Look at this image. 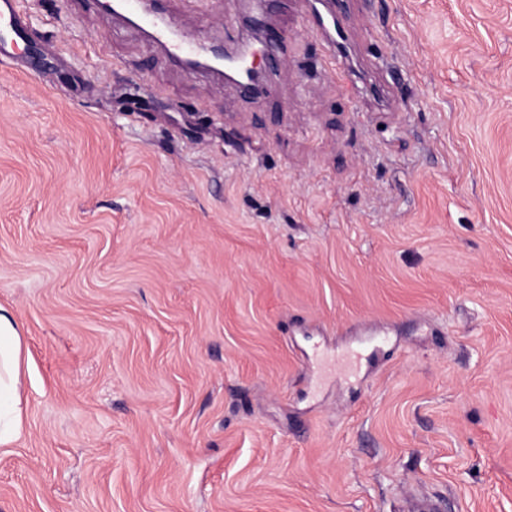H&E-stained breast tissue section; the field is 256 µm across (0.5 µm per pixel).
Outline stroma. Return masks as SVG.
Here are the masks:
<instances>
[{"mask_svg": "<svg viewBox=\"0 0 512 512\" xmlns=\"http://www.w3.org/2000/svg\"><path fill=\"white\" fill-rule=\"evenodd\" d=\"M0 60V512H512V0H350L261 95L82 0ZM256 0H169L255 41ZM22 336L9 311L0 306V447L10 448L26 430L25 396L20 386Z\"/></svg>", "mask_w": 512, "mask_h": 512, "instance_id": "obj_1", "label": "stroma"}]
</instances>
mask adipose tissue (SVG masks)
<instances>
[{
  "label": "adipose tissue",
  "instance_id": "1",
  "mask_svg": "<svg viewBox=\"0 0 512 512\" xmlns=\"http://www.w3.org/2000/svg\"><path fill=\"white\" fill-rule=\"evenodd\" d=\"M22 337L9 311L0 307V447H12L26 430L20 386Z\"/></svg>",
  "mask_w": 512,
  "mask_h": 512
}]
</instances>
